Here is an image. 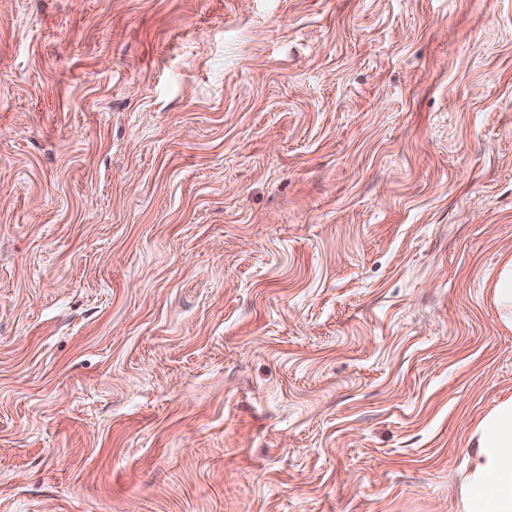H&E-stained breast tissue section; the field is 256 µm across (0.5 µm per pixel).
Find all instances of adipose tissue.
Segmentation results:
<instances>
[{"instance_id":"obj_1","label":"adipose tissue","mask_w":512,"mask_h":512,"mask_svg":"<svg viewBox=\"0 0 512 512\" xmlns=\"http://www.w3.org/2000/svg\"><path fill=\"white\" fill-rule=\"evenodd\" d=\"M470 442L457 487L459 512H512V395L480 418Z\"/></svg>"}]
</instances>
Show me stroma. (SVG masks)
Segmentation results:
<instances>
[{
    "label": "stroma",
    "instance_id": "1",
    "mask_svg": "<svg viewBox=\"0 0 512 512\" xmlns=\"http://www.w3.org/2000/svg\"><path fill=\"white\" fill-rule=\"evenodd\" d=\"M511 258L512 0H0V512H458ZM493 305L503 320L512 322V260L506 263L495 283Z\"/></svg>",
    "mask_w": 512,
    "mask_h": 512
}]
</instances>
